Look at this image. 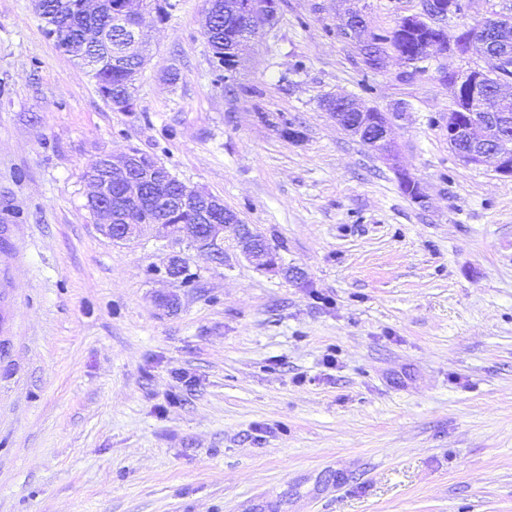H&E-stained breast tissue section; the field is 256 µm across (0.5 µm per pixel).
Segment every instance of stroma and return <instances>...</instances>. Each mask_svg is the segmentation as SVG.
Segmentation results:
<instances>
[{"label": "stroma", "instance_id": "obj_1", "mask_svg": "<svg viewBox=\"0 0 512 512\" xmlns=\"http://www.w3.org/2000/svg\"><path fill=\"white\" fill-rule=\"evenodd\" d=\"M169 2L120 112L33 0H0V512H512V181L449 147L440 79L490 61L370 70L344 0H279L220 81L207 0ZM357 6L377 32L422 0ZM336 94L402 112L424 204L322 109ZM131 148L279 268L228 226L180 288L152 273L156 228L102 235L83 172ZM237 242L242 255L247 260L252 261L257 265V257L266 253L264 264L258 267L269 270L277 268V261H272V255L268 252V249L263 247L260 238L250 225H240Z\"/></svg>", "mask_w": 512, "mask_h": 512}]
</instances>
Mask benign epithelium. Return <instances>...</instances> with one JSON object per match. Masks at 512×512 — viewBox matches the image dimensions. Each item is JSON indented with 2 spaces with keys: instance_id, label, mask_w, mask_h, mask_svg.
I'll list each match as a JSON object with an SVG mask.
<instances>
[{
  "instance_id": "obj_1",
  "label": "benign epithelium",
  "mask_w": 512,
  "mask_h": 512,
  "mask_svg": "<svg viewBox=\"0 0 512 512\" xmlns=\"http://www.w3.org/2000/svg\"><path fill=\"white\" fill-rule=\"evenodd\" d=\"M136 0H123L112 12L110 29L92 27L84 30V42L93 45L107 38L108 31L124 35L127 53L134 55L136 65L129 71V82L146 65L150 54L147 35L129 23L133 15L131 6ZM455 10L453 0H425L422 13L405 17L400 25L413 31L425 27L433 37L425 48V56L433 51L454 49L461 54L470 51L471 42L477 38L488 47L485 56L493 60L489 70L471 69L463 73L444 71L441 80L448 84L452 96V108L448 112V146L455 150L467 165L480 166L488 160L495 161V171L512 179V144L508 141L507 128L512 113L492 105L498 100L512 101V87L499 79L502 70L512 66V48L508 35L501 28V16L490 15L479 20L473 27L464 26L455 33L448 32L445 20ZM367 21L358 8H351L343 17L347 36L362 42ZM325 111L336 123L372 150L391 168L397 179L405 180L409 173L401 164L397 146L391 138L393 122L402 118L401 112H375L353 99L333 96L323 103ZM103 171L102 182L92 184L88 198L94 199L92 214L101 232L118 244L134 241L140 236L142 224L128 221L130 214L138 211L150 194L173 182L179 187L173 195H161L156 209V226L161 229L159 238L169 246V257L163 277L178 281L182 276V247L190 248L206 256L216 265L224 264V226L240 225L238 247L249 261L265 255L263 269L277 268V261L267 253L255 230L241 224L239 216L224 208V200L178 180L170 171L132 151L119 157L110 154L99 156ZM124 186L117 200H111V188ZM173 213L187 214L188 224H169Z\"/></svg>"
}]
</instances>
